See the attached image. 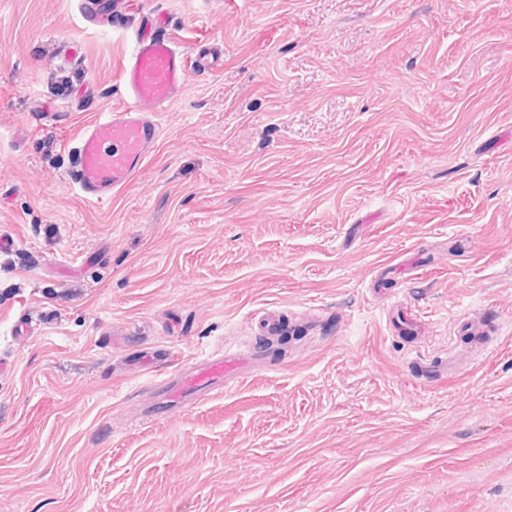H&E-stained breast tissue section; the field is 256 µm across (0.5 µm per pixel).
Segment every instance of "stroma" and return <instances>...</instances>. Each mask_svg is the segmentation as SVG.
Wrapping results in <instances>:
<instances>
[{
    "label": "stroma",
    "mask_w": 512,
    "mask_h": 512,
    "mask_svg": "<svg viewBox=\"0 0 512 512\" xmlns=\"http://www.w3.org/2000/svg\"><path fill=\"white\" fill-rule=\"evenodd\" d=\"M126 2L0 0V512H512V0ZM154 11L224 63L84 201L61 141ZM227 343L263 371L141 419L142 353ZM112 0H79L77 10L88 27L112 30ZM459 332L473 336L482 349H488L491 346L490 336H486L484 330V318L479 315H472L461 318L457 322Z\"/></svg>",
    "instance_id": "stroma-1"
}]
</instances>
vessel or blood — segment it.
I'll return each mask as SVG.
<instances>
[{"instance_id":"vessel-or-blood-1","label":"vessel or blood","mask_w":512,"mask_h":512,"mask_svg":"<svg viewBox=\"0 0 512 512\" xmlns=\"http://www.w3.org/2000/svg\"><path fill=\"white\" fill-rule=\"evenodd\" d=\"M77 10L90 27L113 25L112 0H78ZM192 59L166 22L158 16L142 21L120 68L124 99L120 108L95 113L64 142L71 157L67 184L85 200L101 203L125 189L138 175L158 136L157 117L181 92ZM459 332L473 336L481 348L491 341L479 315L461 318ZM261 368L251 351L228 347L173 365L151 384L140 407L149 418L169 417L188 405L222 393Z\"/></svg>"}]
</instances>
